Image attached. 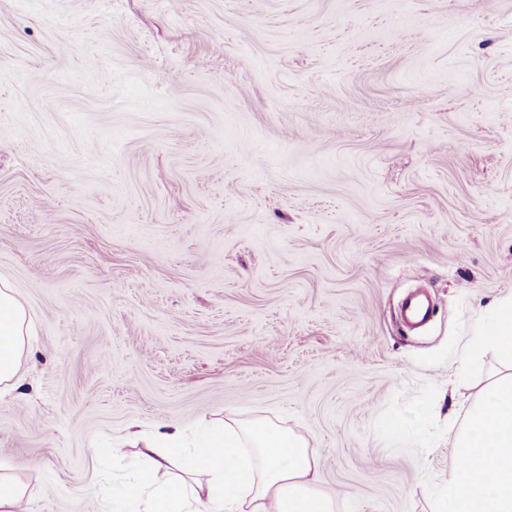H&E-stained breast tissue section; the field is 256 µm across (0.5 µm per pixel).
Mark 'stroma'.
I'll list each match as a JSON object with an SVG mask.
<instances>
[{"label": "stroma", "instance_id": "1", "mask_svg": "<svg viewBox=\"0 0 512 512\" xmlns=\"http://www.w3.org/2000/svg\"><path fill=\"white\" fill-rule=\"evenodd\" d=\"M0 276L26 512L227 420L305 437L335 512H437L512 371L467 354L512 296V0H0ZM30 341L29 321L14 289L0 279V392L14 390L18 368Z\"/></svg>", "mask_w": 512, "mask_h": 512}]
</instances>
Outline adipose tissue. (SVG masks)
<instances>
[{"label": "adipose tissue", "mask_w": 512, "mask_h": 512, "mask_svg": "<svg viewBox=\"0 0 512 512\" xmlns=\"http://www.w3.org/2000/svg\"><path fill=\"white\" fill-rule=\"evenodd\" d=\"M30 340L29 321L13 288L0 279V392L14 390ZM472 350L489 348L512 363V296L498 299L479 322ZM142 452L146 468L126 497L145 499L148 512H335L319 493L306 439L270 422L225 426L184 454L179 431H156ZM181 462L192 482L156 477ZM441 512H512V373L490 381L469 403L440 490Z\"/></svg>", "instance_id": "adipose-tissue-1"}]
</instances>
